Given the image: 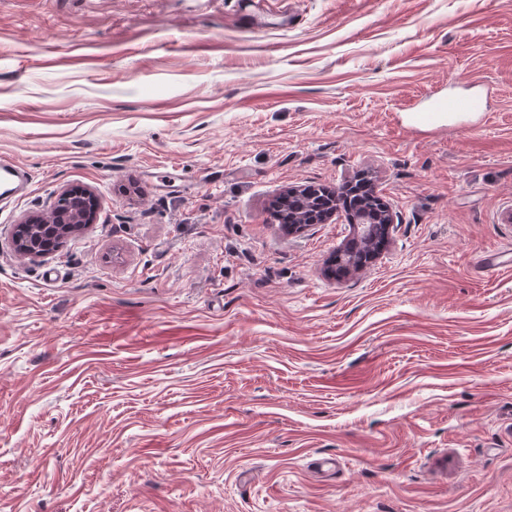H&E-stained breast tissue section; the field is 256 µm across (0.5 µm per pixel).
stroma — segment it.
I'll list each match as a JSON object with an SVG mask.
<instances>
[{
	"label": "stroma",
	"instance_id": "stroma-1",
	"mask_svg": "<svg viewBox=\"0 0 512 512\" xmlns=\"http://www.w3.org/2000/svg\"><path fill=\"white\" fill-rule=\"evenodd\" d=\"M0 158V512H512V0H0ZM363 173L334 276L269 204ZM481 108L480 101L470 95H449L436 103L434 109L419 112H448V114H467L477 112ZM26 171L15 162L9 160H0V186L3 185L4 190L0 193L3 195V199H9L22 193L25 184ZM75 198H79L72 201ZM62 199L61 207H56L51 211L50 216L27 217L21 224H46L52 227L56 235H60L58 245L49 250L39 251L50 243V235L46 232L42 234V238L34 249L36 256H47L58 250L62 243L75 231L83 229L88 224H95L98 211V199L96 194L91 190H82L81 192H73L71 190H63L58 196V200ZM57 200V201H58ZM52 223L67 225H50ZM366 235L379 236L383 240L388 239L392 224H395V219L389 206L384 202L379 204L378 208H373L371 211L365 213Z\"/></svg>",
	"mask_w": 512,
	"mask_h": 512
}]
</instances>
